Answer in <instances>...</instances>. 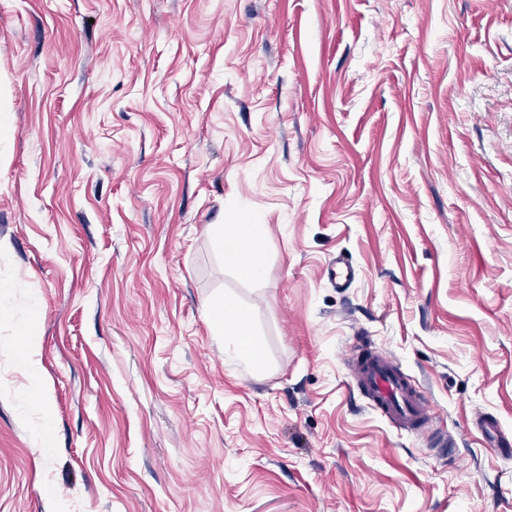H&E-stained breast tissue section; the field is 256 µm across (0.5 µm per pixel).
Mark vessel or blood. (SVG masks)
<instances>
[{
	"label": "vessel or blood",
	"instance_id": "b4317fda",
	"mask_svg": "<svg viewBox=\"0 0 512 512\" xmlns=\"http://www.w3.org/2000/svg\"><path fill=\"white\" fill-rule=\"evenodd\" d=\"M372 404L400 429H421L430 406L386 356L376 354L353 366Z\"/></svg>",
	"mask_w": 512,
	"mask_h": 512
}]
</instances>
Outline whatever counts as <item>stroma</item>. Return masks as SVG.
<instances>
[{
  "instance_id": "obj_1",
  "label": "stroma",
  "mask_w": 512,
  "mask_h": 512,
  "mask_svg": "<svg viewBox=\"0 0 512 512\" xmlns=\"http://www.w3.org/2000/svg\"><path fill=\"white\" fill-rule=\"evenodd\" d=\"M1 112L0 512H512V0H0ZM249 229L245 224H225L224 233L216 236V246L224 255V264L245 270L258 277L263 271L261 256L247 245ZM212 310L216 319L217 331L220 335H239L244 321L240 311L220 300L212 304ZM32 325L30 323L21 331L18 336H21L15 344V351L20 364L25 371L34 377L38 374V361L35 360L37 352L35 350L32 340ZM372 404L400 429H421L430 406L386 356L375 354L352 364Z\"/></svg>"
}]
</instances>
